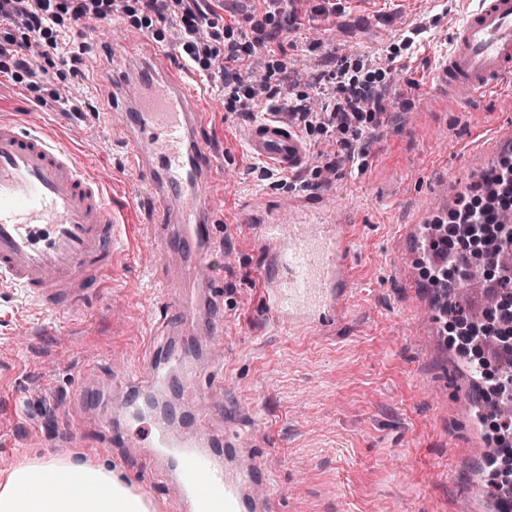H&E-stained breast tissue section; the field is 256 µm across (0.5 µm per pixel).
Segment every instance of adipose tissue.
I'll use <instances>...</instances> for the list:
<instances>
[{"mask_svg": "<svg viewBox=\"0 0 512 512\" xmlns=\"http://www.w3.org/2000/svg\"><path fill=\"white\" fill-rule=\"evenodd\" d=\"M37 471L50 476L52 493L30 490ZM0 512H153V502L105 464L67 456L32 459L14 468L0 483Z\"/></svg>", "mask_w": 512, "mask_h": 512, "instance_id": "obj_1", "label": "adipose tissue"}]
</instances>
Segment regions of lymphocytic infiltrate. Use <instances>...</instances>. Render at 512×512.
I'll list each match as a JSON object with an SVG mask.
<instances>
[{"label":"lymphocytic infiltrate","instance_id":"f902f5d3","mask_svg":"<svg viewBox=\"0 0 512 512\" xmlns=\"http://www.w3.org/2000/svg\"><path fill=\"white\" fill-rule=\"evenodd\" d=\"M212 10L201 0H0V57H9L17 42L35 47L37 55L52 59L59 48L58 26L64 18H108L139 15L142 26H151L154 17L170 16L184 32L182 54L188 64L209 62L223 56L224 109L228 112H291L300 130L328 131L340 129L342 150L354 153L364 130L379 126L386 111V88L376 80H359L349 74L345 61H337L326 79L336 89L320 111L294 104L295 84L287 70H274L269 62L274 55L268 36L249 38L238 34L235 23L218 24ZM261 59L267 68L262 80L255 81L242 74L240 63ZM492 192L487 201L465 196L450 212L458 243L480 241L487 261H494L504 249L512 248V225L498 223L496 212L512 209V160L502 164L486 179ZM498 285L507 294L496 303V322L483 326L459 318L451 323L453 341L459 350L472 354V365L478 378H486L487 360L481 350L486 341H494L502 353L512 352V277L502 276Z\"/></svg>","mask_w":512,"mask_h":512}]
</instances>
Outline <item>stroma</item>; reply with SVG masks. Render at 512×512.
<instances>
[{
  "mask_svg": "<svg viewBox=\"0 0 512 512\" xmlns=\"http://www.w3.org/2000/svg\"><path fill=\"white\" fill-rule=\"evenodd\" d=\"M468 7L467 0H293L295 21L274 41L273 62L287 68L299 93L331 95L318 76L335 56L354 70L375 63L387 85L385 119L362 136L365 155L339 154L341 131L315 129L304 137L310 161L298 177L248 153L251 119L225 111L218 67L190 71L211 110L204 138L224 156V190L212 195L220 243L209 253L224 274V334L215 341L224 367L211 383L238 413L239 430L269 434L259 452L283 491V512H475L491 495L482 468L489 428L461 370L468 358L448 341L429 259L408 234L415 219L444 215L437 185L447 183L460 200L494 157L487 146L464 165L458 145L476 129L512 123V76L464 107L431 94L447 39ZM133 27L134 16L66 20L59 79L35 90L25 76L0 73V117L25 119L67 142L88 174L109 186L128 234L108 290L90 296L79 314L38 310L19 291L0 288V458L15 466L52 456L54 428L63 425L79 436L71 455L121 470L150 495L155 512H170L168 488L84 414L86 404L103 402L94 379L134 374L145 341L168 334L155 315L178 288L151 242L159 215L126 152L127 112L112 84L113 48ZM139 30L140 60L169 45L181 63L171 20ZM330 158L332 171L324 167ZM297 209L358 226L349 303L321 331L258 317L261 261L248 227Z\"/></svg>",
  "mask_w": 512,
  "mask_h": 512,
  "instance_id": "35a3bbf8",
  "label": "stroma"
}]
</instances>
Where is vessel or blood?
I'll return each instance as SVG.
<instances>
[{"label": "vessel or blood", "mask_w": 512, "mask_h": 512, "mask_svg": "<svg viewBox=\"0 0 512 512\" xmlns=\"http://www.w3.org/2000/svg\"><path fill=\"white\" fill-rule=\"evenodd\" d=\"M452 49L438 68L434 93L467 104L497 90L512 74V0H474L451 35ZM133 48L124 45L114 82L135 120L127 152L137 158L143 184L161 214L156 237L171 277L179 285L172 327L201 339L224 333V280L205 259L216 237L209 200L191 195L197 183L212 182L221 153L199 140L210 122L197 89L172 66L167 47L130 69ZM254 157L288 175L302 173L309 147L287 113L252 122L244 133ZM108 189L89 178L73 154L56 140L0 120V288H14L44 310L77 312L100 290L124 250L126 226L107 204ZM356 225L252 227L262 262L261 316L275 326H315L342 312L350 273L348 259ZM150 368L126 381H102L113 395V414L134 418L136 392L143 387L177 389L189 405L203 366L221 363L208 353L189 368L175 341L146 345ZM224 429L208 418L192 419V431L176 416L126 440L141 468L172 493L174 512H281L282 497L223 403Z\"/></svg>", "instance_id": "b4317fda"}]
</instances>
